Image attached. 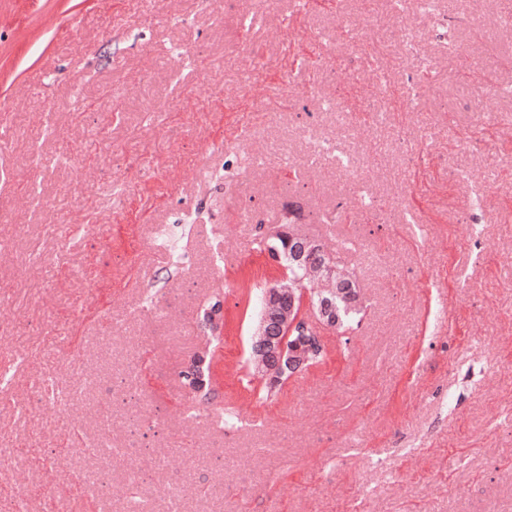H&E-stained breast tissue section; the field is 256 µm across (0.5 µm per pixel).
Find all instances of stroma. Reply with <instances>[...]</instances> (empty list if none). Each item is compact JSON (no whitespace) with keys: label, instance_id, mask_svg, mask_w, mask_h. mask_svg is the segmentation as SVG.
Listing matches in <instances>:
<instances>
[{"label":"stroma","instance_id":"1","mask_svg":"<svg viewBox=\"0 0 512 512\" xmlns=\"http://www.w3.org/2000/svg\"><path fill=\"white\" fill-rule=\"evenodd\" d=\"M372 8L279 0L238 33L243 0H0V512H169L177 483L181 512H512V0H435L479 19L448 40L419 0ZM382 80L407 105L379 121ZM336 138L355 170L303 166ZM287 213L365 313L259 406L239 378L281 268L253 243ZM207 349L208 404L179 376Z\"/></svg>","mask_w":512,"mask_h":512}]
</instances>
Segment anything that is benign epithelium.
Masks as SVG:
<instances>
[{
  "instance_id": "7a95c632",
  "label": "benign epithelium",
  "mask_w": 512,
  "mask_h": 512,
  "mask_svg": "<svg viewBox=\"0 0 512 512\" xmlns=\"http://www.w3.org/2000/svg\"><path fill=\"white\" fill-rule=\"evenodd\" d=\"M287 251L292 259L307 267L334 273L332 258L317 254L310 249L308 243L299 238L288 240ZM288 277L271 285L265 292L264 300L271 306L288 293L291 296L290 306L281 311L277 321L273 323L262 320L257 327L254 338V354L259 361L257 371L271 384H278L283 375H298L309 368V354L312 345L323 342V335L337 328L336 309L327 300L313 304L307 293L296 296L288 292ZM205 327L214 334L223 331L222 304L210 308L204 317Z\"/></svg>"
}]
</instances>
